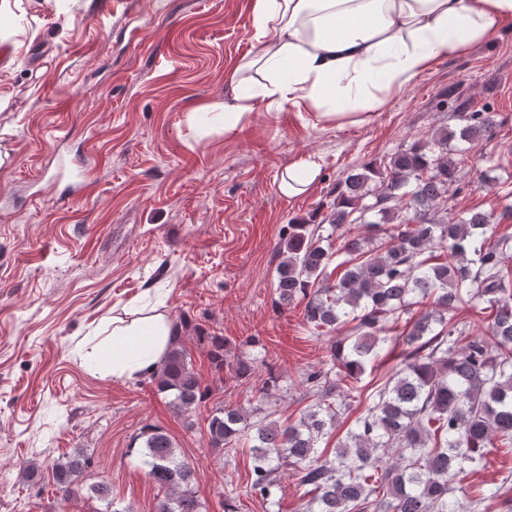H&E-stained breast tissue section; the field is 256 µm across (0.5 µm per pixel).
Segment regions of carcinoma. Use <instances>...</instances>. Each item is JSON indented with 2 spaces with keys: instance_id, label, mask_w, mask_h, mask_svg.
<instances>
[{
  "instance_id": "cac0c4a2",
  "label": "carcinoma",
  "mask_w": 512,
  "mask_h": 512,
  "mask_svg": "<svg viewBox=\"0 0 512 512\" xmlns=\"http://www.w3.org/2000/svg\"><path fill=\"white\" fill-rule=\"evenodd\" d=\"M458 120L457 128L403 148L383 165L351 169L317 228L316 212L288 225L278 248L275 304L302 299L311 332L346 327L349 335L305 374L315 404L295 423L260 417L259 407L211 412L210 447L236 451L251 444L250 490L261 498L276 495L278 472L291 465L311 494L304 512H512V496L500 487L481 484L463 504L449 485L481 465L487 449L512 451V269L506 265L512 234L492 230L512 220V207L498 216L481 210L450 215L463 161L461 148L450 142L495 135L484 112H460ZM355 226L368 236H346L333 249V233ZM481 304L491 310V322L476 333L456 312ZM401 320L402 332L388 335ZM206 340L216 372L227 371L234 382L253 376L256 359L231 362L224 337ZM390 342L403 346L401 361L380 377L336 456H323L318 443L332 429L347 389L358 390L367 368L383 366ZM152 378L183 412L209 395L178 335ZM276 389L271 371L253 385L259 403ZM139 438L148 475L164 491L155 512H200L195 468L177 456L171 438L151 425ZM90 465L79 452L33 466L29 476L48 471L70 495Z\"/></svg>"
}]
</instances>
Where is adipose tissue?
Returning <instances> with one entry per match:
<instances>
[{
    "instance_id": "adipose-tissue-1",
    "label": "adipose tissue",
    "mask_w": 512,
    "mask_h": 512,
    "mask_svg": "<svg viewBox=\"0 0 512 512\" xmlns=\"http://www.w3.org/2000/svg\"><path fill=\"white\" fill-rule=\"evenodd\" d=\"M510 18L512 0H253L252 47L209 110L228 135L260 100L314 112L324 124L360 123L433 59L487 40ZM173 333L153 308L114 314L109 374L151 372Z\"/></svg>"
}]
</instances>
